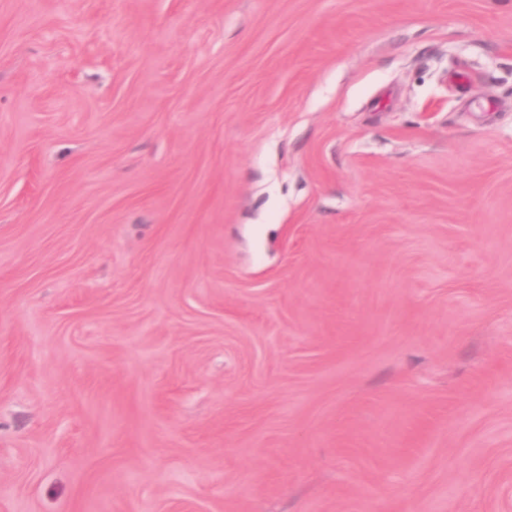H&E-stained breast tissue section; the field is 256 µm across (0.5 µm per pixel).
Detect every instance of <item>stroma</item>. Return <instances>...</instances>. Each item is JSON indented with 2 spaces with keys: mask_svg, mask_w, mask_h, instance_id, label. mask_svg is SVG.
I'll return each mask as SVG.
<instances>
[{
  "mask_svg": "<svg viewBox=\"0 0 512 512\" xmlns=\"http://www.w3.org/2000/svg\"><path fill=\"white\" fill-rule=\"evenodd\" d=\"M0 512H512V0H0Z\"/></svg>",
  "mask_w": 512,
  "mask_h": 512,
  "instance_id": "1",
  "label": "stroma"
}]
</instances>
